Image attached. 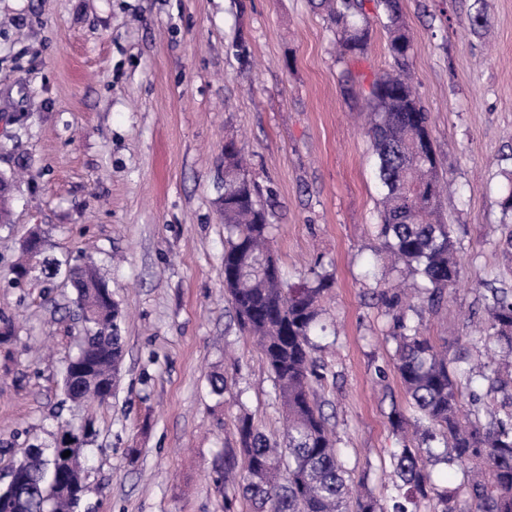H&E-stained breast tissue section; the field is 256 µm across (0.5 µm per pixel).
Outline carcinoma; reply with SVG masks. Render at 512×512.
<instances>
[{"instance_id":"cac0c4a2","label":"carcinoma","mask_w":512,"mask_h":512,"mask_svg":"<svg viewBox=\"0 0 512 512\" xmlns=\"http://www.w3.org/2000/svg\"><path fill=\"white\" fill-rule=\"evenodd\" d=\"M368 0H319L330 23L343 33L344 54L364 53L369 41ZM386 17L388 49L397 70L377 76L366 95L371 112L369 137L382 189L377 235L394 264L416 279L420 308L403 307L398 292L378 293L390 318L395 342L393 367L415 408L409 420L392 410L389 423L400 435L391 453L390 480L396 494L381 506L360 492L340 459L334 433L318 399L327 366L314 356L320 335V302L332 287L329 274L314 273L310 283L285 282L270 239L274 212L258 200L233 143L224 146V292L240 330L253 336L274 377L285 424L282 440L258 429L248 414L239 418V453L244 474L236 477L235 455L224 454L219 479L237 482L239 496L254 512H512V411L501 413L488 399L501 392L512 400V289L486 287L481 293L484 326L457 338V345L481 353L498 349L499 362L463 367L453 347L439 346L421 332L417 317L437 315L446 290L459 278L457 239L439 221L442 177L430 131V117L404 73L411 37L399 0H377ZM78 277L76 305L93 319L79 332L73 359L87 365L68 398L75 403L108 400L103 385L118 373L124 348L118 304L106 302L108 282L90 266L73 268ZM26 481L0 503V512H40L38 488L47 480L59 486L50 512H80L69 483L83 471L81 456L69 468L54 465L52 453L30 446ZM457 466L462 482L439 488L431 467Z\"/></svg>"}]
</instances>
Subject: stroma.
Masks as SVG:
<instances>
[{"label": "stroma", "mask_w": 512, "mask_h": 512, "mask_svg": "<svg viewBox=\"0 0 512 512\" xmlns=\"http://www.w3.org/2000/svg\"><path fill=\"white\" fill-rule=\"evenodd\" d=\"M407 69L450 183L441 217L460 278L424 335H461L479 283L512 288L499 201L512 187V0H400ZM479 26H472V18ZM350 64L309 0H0V174L15 176L0 224V480L60 422H93L84 500L94 512H250L217 482V455L250 415L279 433L263 356L224 295V143L235 141L276 216L272 249L289 286L331 274L319 395L345 467L386 498L407 410L396 344L374 291L399 284L377 237L366 103L389 68L384 19ZM245 41L241 59L231 45ZM352 70L359 86L344 77ZM44 254L95 263L123 312L125 355L105 404L63 392L79 310L62 276L17 287L28 229ZM384 378H377V370ZM228 384L210 391L212 376Z\"/></svg>", "instance_id": "obj_1"}]
</instances>
